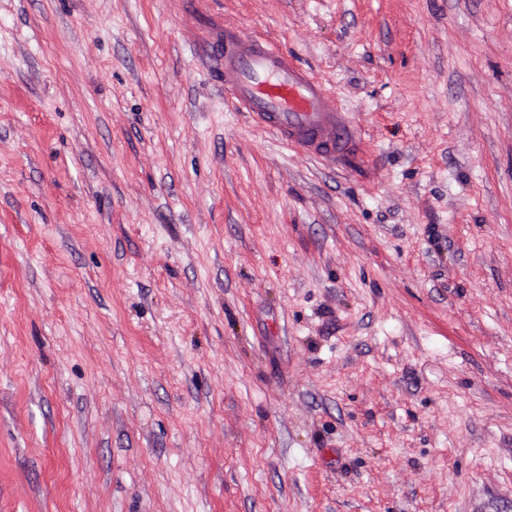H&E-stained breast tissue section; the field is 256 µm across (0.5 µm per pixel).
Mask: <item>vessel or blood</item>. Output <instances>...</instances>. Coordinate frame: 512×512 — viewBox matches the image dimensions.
I'll use <instances>...</instances> for the list:
<instances>
[{
	"label": "vessel or blood",
	"mask_w": 512,
	"mask_h": 512,
	"mask_svg": "<svg viewBox=\"0 0 512 512\" xmlns=\"http://www.w3.org/2000/svg\"><path fill=\"white\" fill-rule=\"evenodd\" d=\"M224 89L257 127L302 154L340 164L356 156L360 139L346 113L329 103L327 86L273 42L224 33Z\"/></svg>",
	"instance_id": "1"
}]
</instances>
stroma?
I'll return each instance as SVG.
<instances>
[{
    "label": "stroma",
    "mask_w": 512,
    "mask_h": 512,
    "mask_svg": "<svg viewBox=\"0 0 512 512\" xmlns=\"http://www.w3.org/2000/svg\"><path fill=\"white\" fill-rule=\"evenodd\" d=\"M0 512H512V0H0ZM224 90L257 127L302 154L344 164L360 139L346 112L329 104V89L272 41L224 32Z\"/></svg>",
    "instance_id": "stroma-1"
}]
</instances>
